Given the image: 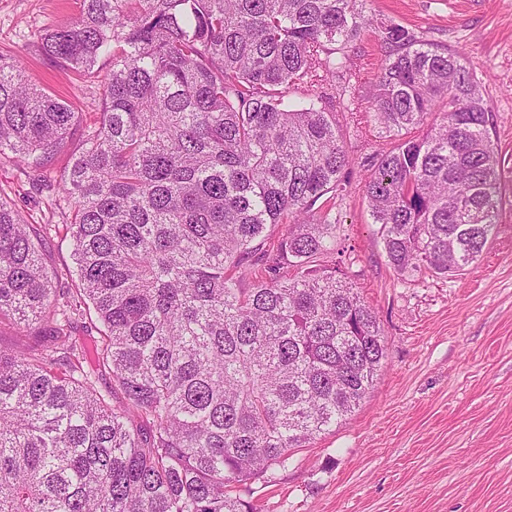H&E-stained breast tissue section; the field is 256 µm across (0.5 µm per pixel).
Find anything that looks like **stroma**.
Listing matches in <instances>:
<instances>
[{
	"label": "stroma",
	"instance_id": "obj_1",
	"mask_svg": "<svg viewBox=\"0 0 512 512\" xmlns=\"http://www.w3.org/2000/svg\"><path fill=\"white\" fill-rule=\"evenodd\" d=\"M80 7L0 0V59L23 58L29 82L79 114L44 187L0 158V201L37 233L54 288L71 291L79 288L67 275L75 204L57 183L101 109L103 86L49 60L40 37ZM363 8L374 24L347 48L349 67L332 89L359 109L357 121L339 119L351 164L336 200V249L380 321L387 357L347 420L298 449L274 484H254L250 499L258 512H512V0H365ZM380 22L465 53L495 114L505 193L498 232L458 276L396 272L369 216V159L392 146L368 116L386 59ZM49 330L1 316L0 350L41 352Z\"/></svg>",
	"mask_w": 512,
	"mask_h": 512
}]
</instances>
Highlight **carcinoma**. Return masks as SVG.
<instances>
[{"label": "carcinoma", "mask_w": 512, "mask_h": 512, "mask_svg": "<svg viewBox=\"0 0 512 512\" xmlns=\"http://www.w3.org/2000/svg\"><path fill=\"white\" fill-rule=\"evenodd\" d=\"M362 2L82 0L41 37L108 71L58 183L79 293L52 288L0 203V315L56 329L40 354L0 351V512H255L227 487L274 482L366 398L383 331L319 264L350 164L336 113L353 111L327 90L371 25ZM379 36L372 118L395 145L371 157L370 216L395 270L455 275L497 232L492 111L460 51L398 24ZM295 84L314 94L290 99ZM75 121L22 59L0 61V156L36 178ZM72 314L101 336L72 335Z\"/></svg>", "instance_id": "obj_1"}]
</instances>
